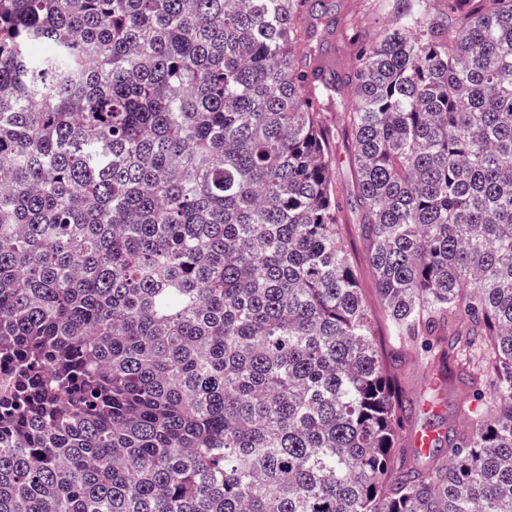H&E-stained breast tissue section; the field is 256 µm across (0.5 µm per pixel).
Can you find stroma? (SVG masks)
<instances>
[{"label":"stroma","mask_w":512,"mask_h":512,"mask_svg":"<svg viewBox=\"0 0 512 512\" xmlns=\"http://www.w3.org/2000/svg\"><path fill=\"white\" fill-rule=\"evenodd\" d=\"M325 7L328 14L335 18L337 27L333 30H319V57L316 65L328 73L344 68L348 62V23L371 30L381 27L387 16L369 8L367 0H325ZM352 100L351 92L342 90L334 111L327 115L328 122L340 129L331 144V151L336 158L333 190L342 219L339 234L357 270L363 298L373 314L377 347L387 372L411 402L403 434L411 436L430 423L443 431L451 427H467L468 422L461 410L462 385L459 379L450 376L445 367L428 365L425 356L415 347L397 346L389 338L383 306L368 265V243L362 232L361 214L356 204L353 136L342 127L344 111L351 106Z\"/></svg>","instance_id":"obj_1"}]
</instances>
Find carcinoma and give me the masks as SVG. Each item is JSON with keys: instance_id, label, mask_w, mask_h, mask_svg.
I'll list each match as a JSON object with an SVG mask.
<instances>
[{"instance_id": "cac0c4a2", "label": "carcinoma", "mask_w": 512, "mask_h": 512, "mask_svg": "<svg viewBox=\"0 0 512 512\" xmlns=\"http://www.w3.org/2000/svg\"><path fill=\"white\" fill-rule=\"evenodd\" d=\"M370 2L327 76L313 0H0V512H512V0ZM343 84L392 337L478 401L427 466ZM353 148V136L349 130L339 131L331 143V151L336 158L333 190L342 219L339 234L356 267L363 298L373 314L377 347L387 373L397 381L411 402L403 436L410 441L411 434L418 430L413 435L414 446L425 452L432 448L437 437L436 432L421 429L428 422L434 423L443 435L448 432L449 427L461 429L469 425L470 421L464 420L461 410V390L464 386L460 383L453 365L450 366L454 371L451 378L446 366L431 367L420 350L406 345L399 347L389 339L385 313L368 265V243L362 232L361 214L356 204ZM432 400H436L437 411H425V406L431 404ZM432 449L435 454L445 456L448 454V443L441 442L440 446Z\"/></svg>"}]
</instances>
